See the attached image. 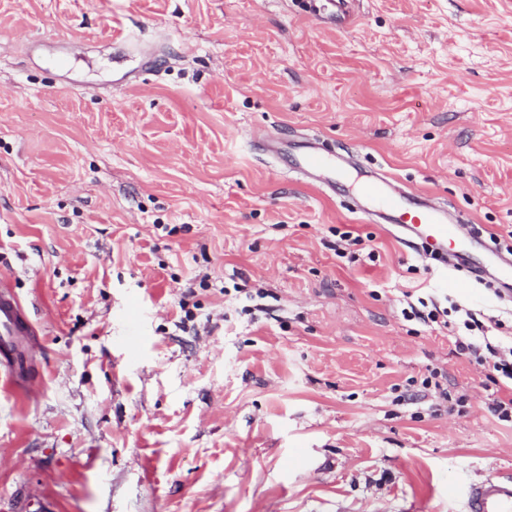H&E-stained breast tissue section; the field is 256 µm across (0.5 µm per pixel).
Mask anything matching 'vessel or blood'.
Returning <instances> with one entry per match:
<instances>
[{
    "mask_svg": "<svg viewBox=\"0 0 512 512\" xmlns=\"http://www.w3.org/2000/svg\"><path fill=\"white\" fill-rule=\"evenodd\" d=\"M297 167L303 173H338L355 195L363 199V212L386 217L404 229L410 248L442 260L469 263L462 239V220L446 219L441 210L421 196L395 192L383 178H363L361 170L340 166L336 156L324 153L311 139L303 142ZM34 333L20 300L11 290H1L0 365L9 373H22L24 365L17 355V346ZM462 509L463 512H512V476L486 477L470 491Z\"/></svg>",
    "mask_w": 512,
    "mask_h": 512,
    "instance_id": "1",
    "label": "vessel or blood"
}]
</instances>
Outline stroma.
Returning <instances> with one entry per match:
<instances>
[{
    "mask_svg": "<svg viewBox=\"0 0 512 512\" xmlns=\"http://www.w3.org/2000/svg\"><path fill=\"white\" fill-rule=\"evenodd\" d=\"M299 2L0 0V277L37 330L0 512H460L512 470V389L455 343L469 311L512 347V293L259 147L350 148L512 246V0Z\"/></svg>",
    "mask_w": 512,
    "mask_h": 512,
    "instance_id": "35a3bbf8",
    "label": "stroma"
}]
</instances>
